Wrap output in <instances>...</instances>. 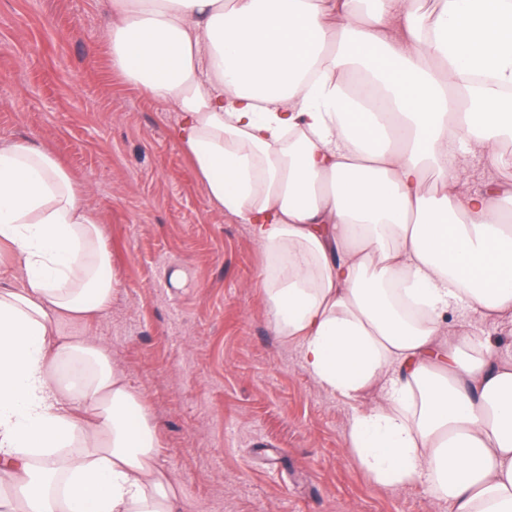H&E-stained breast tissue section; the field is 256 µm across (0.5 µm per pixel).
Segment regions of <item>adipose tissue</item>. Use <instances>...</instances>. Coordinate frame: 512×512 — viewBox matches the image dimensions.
<instances>
[{
    "mask_svg": "<svg viewBox=\"0 0 512 512\" xmlns=\"http://www.w3.org/2000/svg\"><path fill=\"white\" fill-rule=\"evenodd\" d=\"M112 64L182 114L215 205L253 225L277 330L324 389L379 381L351 445L377 479L427 475L451 512H512V364L445 316L512 317V190H460L468 128L512 138V0H112ZM491 77L473 89L470 76ZM433 173L436 192L424 189ZM0 484L19 512H180L140 396L89 339L112 300L98 219L70 174L0 145ZM0 286L10 285L13 288L20 286L23 273L19 268L18 261L11 252L5 249L0 250ZM8 282V283H7Z\"/></svg>",
    "mask_w": 512,
    "mask_h": 512,
    "instance_id": "obj_1",
    "label": "adipose tissue"
}]
</instances>
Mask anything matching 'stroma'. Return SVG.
I'll return each instance as SVG.
<instances>
[{
    "label": "stroma",
    "instance_id": "35a3bbf8",
    "mask_svg": "<svg viewBox=\"0 0 512 512\" xmlns=\"http://www.w3.org/2000/svg\"><path fill=\"white\" fill-rule=\"evenodd\" d=\"M111 0H0V142L53 155L112 254V302L66 323L110 353L154 426L182 512H448L426 480L378 481L351 449L352 399L307 372L279 334L251 225L210 202L181 114L112 66ZM449 330L512 361V322L449 313Z\"/></svg>",
    "mask_w": 512,
    "mask_h": 512
}]
</instances>
